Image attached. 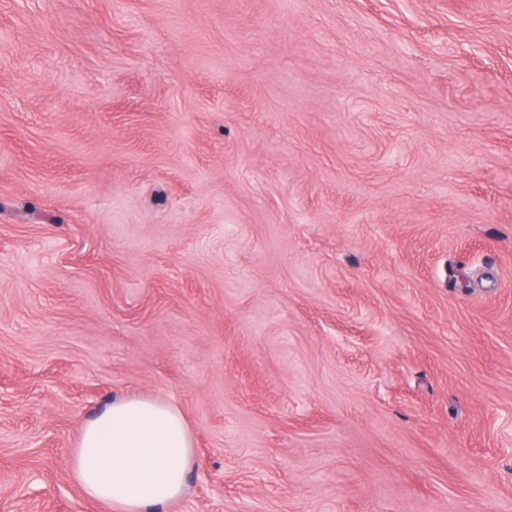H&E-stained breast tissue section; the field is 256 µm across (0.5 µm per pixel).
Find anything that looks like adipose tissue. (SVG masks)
Listing matches in <instances>:
<instances>
[{
	"mask_svg": "<svg viewBox=\"0 0 512 512\" xmlns=\"http://www.w3.org/2000/svg\"><path fill=\"white\" fill-rule=\"evenodd\" d=\"M191 435L165 399L120 397L83 424L69 468L83 497L108 512H152L183 496Z\"/></svg>",
	"mask_w": 512,
	"mask_h": 512,
	"instance_id": "obj_1",
	"label": "adipose tissue"
}]
</instances>
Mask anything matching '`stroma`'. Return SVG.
Returning <instances> with one entry per match:
<instances>
[{"label":"stroma","instance_id":"35a3bbf8","mask_svg":"<svg viewBox=\"0 0 512 512\" xmlns=\"http://www.w3.org/2000/svg\"><path fill=\"white\" fill-rule=\"evenodd\" d=\"M512 512V0H0V512ZM193 465L186 420L160 398L112 399L85 421L69 458L83 497L109 512H152L179 499Z\"/></svg>","mask_w":512,"mask_h":512}]
</instances>
